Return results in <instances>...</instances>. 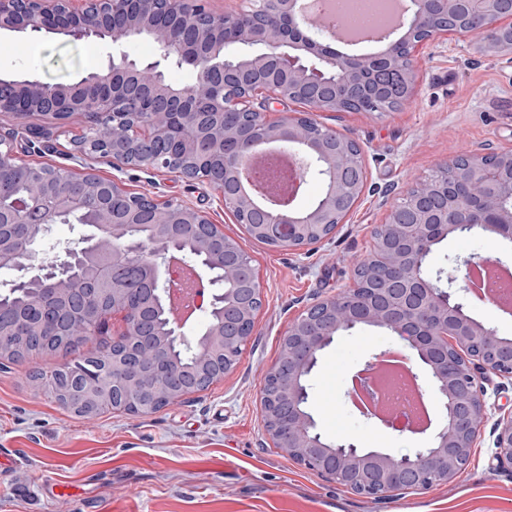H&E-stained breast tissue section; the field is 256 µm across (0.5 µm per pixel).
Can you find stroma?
Returning a JSON list of instances; mask_svg holds the SVG:
<instances>
[{
    "label": "stroma",
    "mask_w": 512,
    "mask_h": 512,
    "mask_svg": "<svg viewBox=\"0 0 512 512\" xmlns=\"http://www.w3.org/2000/svg\"><path fill=\"white\" fill-rule=\"evenodd\" d=\"M106 55L105 44L91 39L0 30L5 78L74 84ZM416 67L415 92L396 110L315 113L318 123L360 146L367 188L331 238L298 251L252 238L208 183L79 153L75 140L88 119L0 112V139L28 163L76 176L91 171L129 192L207 212L249 255L263 300L235 371L148 414L80 416L62 406L35 376L71 354L0 358V450L18 461L0 475V512H512V467L495 458L492 425L452 483L379 501L306 469L273 447L263 427L260 386L290 323L313 302L353 286V269L373 250L391 204L450 158L488 147L512 151L511 58L485 57L450 40L421 45ZM470 257L512 264V247L478 232L453 235L435 246L426 270L444 280L460 277ZM395 345L383 330H354L322 352L309 380V407L324 438L396 454L428 445L429 434L366 418L348 397L352 376Z\"/></svg>",
    "instance_id": "stroma-1"
}]
</instances>
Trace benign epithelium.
<instances>
[{
    "label": "benign epithelium",
    "instance_id": "7a95c632",
    "mask_svg": "<svg viewBox=\"0 0 512 512\" xmlns=\"http://www.w3.org/2000/svg\"><path fill=\"white\" fill-rule=\"evenodd\" d=\"M72 2L0 0V29L118 46L146 37L155 58L138 62L122 52L72 85L1 78L0 112L91 117L77 141L82 153L205 180L251 236L290 250L329 239L366 186L358 145L331 128L311 134L312 113L361 112L369 92L385 105L404 104L424 43L452 37L487 57L512 54V0H412L406 22L381 51L344 56L327 44L330 28L321 15L298 13L300 0H257L234 13L212 12L205 0H82L80 8ZM172 66L196 71L195 84L170 83L165 71ZM289 102L307 112L267 120L273 106ZM271 143L300 158L302 180L318 176L322 191L315 205L260 206L245 190L243 159ZM439 173L392 206L373 252L354 269L355 287L313 303L288 327L261 389L274 447L368 498L450 482L469 463L489 419L482 381L490 374L512 378V338L471 317L425 269L435 245L467 228L512 244V153L458 156ZM77 212L93 216V233L65 248L62 259L41 250L51 219ZM176 254L207 271L210 286L215 270H224L226 289L209 301L210 312L221 316L193 346L199 367L192 373L171 359L186 346L181 321L168 312ZM0 266L20 273L8 292L37 288L30 304L0 317L1 357L29 358L57 339L74 348L76 337L94 335L99 321L121 317L112 351L98 354L99 383L69 365L37 375L55 383L61 403L90 414L101 407L147 414L206 389L236 369L262 307L248 254L206 212L131 195L92 172L74 180L64 170L30 165L10 147L0 149ZM92 267L112 275L138 269L135 294L115 280L104 294L84 274ZM160 313L162 333L155 330ZM355 329L396 337L428 376L440 413L428 446L399 456L327 443L317 432L309 376L320 353ZM163 384L162 396L157 389ZM494 434L497 461L512 466V410L499 411Z\"/></svg>",
    "mask_w": 512,
    "mask_h": 512
}]
</instances>
